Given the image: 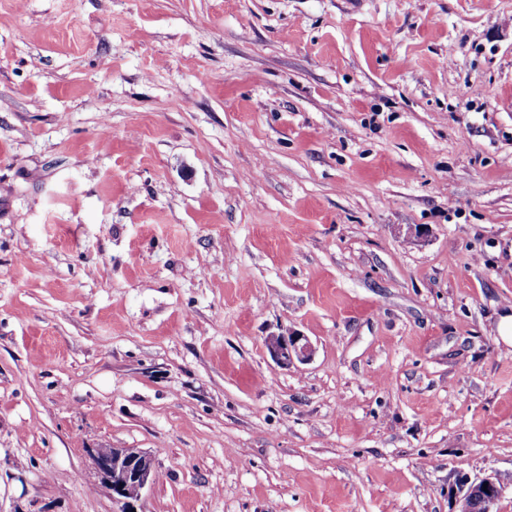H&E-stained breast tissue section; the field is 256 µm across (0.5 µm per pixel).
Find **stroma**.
Here are the masks:
<instances>
[{
    "label": "stroma",
    "mask_w": 512,
    "mask_h": 512,
    "mask_svg": "<svg viewBox=\"0 0 512 512\" xmlns=\"http://www.w3.org/2000/svg\"><path fill=\"white\" fill-rule=\"evenodd\" d=\"M511 307L512 0H0V512H452ZM264 345L272 360L283 368L308 361L314 353L309 338L295 331L271 333L266 336ZM93 458L101 481L112 491L119 512H138L136 504L154 479V465L137 448H95Z\"/></svg>",
    "instance_id": "obj_1"
}]
</instances>
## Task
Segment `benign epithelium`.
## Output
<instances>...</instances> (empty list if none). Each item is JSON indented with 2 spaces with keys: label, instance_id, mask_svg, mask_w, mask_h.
Wrapping results in <instances>:
<instances>
[{
  "label": "benign epithelium",
  "instance_id": "obj_1",
  "mask_svg": "<svg viewBox=\"0 0 512 512\" xmlns=\"http://www.w3.org/2000/svg\"><path fill=\"white\" fill-rule=\"evenodd\" d=\"M265 349L280 367L311 359L314 346L308 337L295 331L271 333L264 340ZM93 458L101 481L112 491L119 512H132L143 492L154 479V465L147 453L136 448H96ZM461 493L481 503L482 512H497L498 503L507 488H512V475L497 473L472 479L460 476Z\"/></svg>",
  "mask_w": 512,
  "mask_h": 512
}]
</instances>
